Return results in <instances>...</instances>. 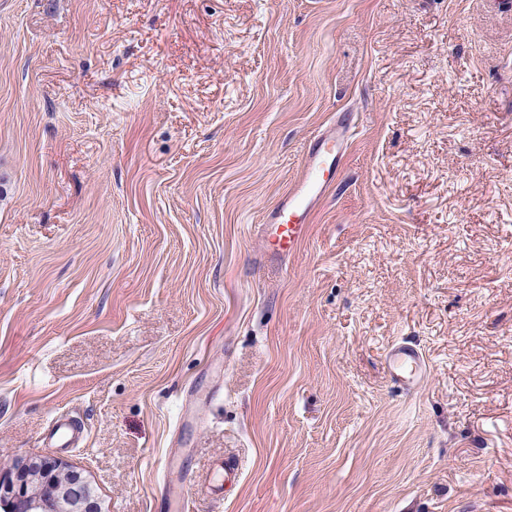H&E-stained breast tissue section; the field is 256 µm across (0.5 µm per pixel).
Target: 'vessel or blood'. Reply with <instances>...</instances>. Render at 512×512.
Here are the masks:
<instances>
[{"mask_svg": "<svg viewBox=\"0 0 512 512\" xmlns=\"http://www.w3.org/2000/svg\"><path fill=\"white\" fill-rule=\"evenodd\" d=\"M350 130L343 116L313 138L295 184L267 215L261 234L266 253L290 255L305 238L312 212L336 183ZM386 361L394 381L406 389L419 388L428 377L422 354L410 343L392 345Z\"/></svg>", "mask_w": 512, "mask_h": 512, "instance_id": "1", "label": "vessel or blood"}]
</instances>
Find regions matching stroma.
I'll use <instances>...</instances> for the list:
<instances>
[{
	"mask_svg": "<svg viewBox=\"0 0 512 512\" xmlns=\"http://www.w3.org/2000/svg\"><path fill=\"white\" fill-rule=\"evenodd\" d=\"M342 112L340 182L263 254ZM29 456L104 512H512V0H0V464ZM386 361L392 378L407 390L419 388L428 377V367L422 354L412 344L392 345Z\"/></svg>",
	"mask_w": 512,
	"mask_h": 512,
	"instance_id": "1",
	"label": "stroma"
}]
</instances>
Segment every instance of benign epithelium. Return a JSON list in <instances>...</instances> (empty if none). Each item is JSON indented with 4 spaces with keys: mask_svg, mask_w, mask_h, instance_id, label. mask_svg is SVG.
<instances>
[{
    "mask_svg": "<svg viewBox=\"0 0 512 512\" xmlns=\"http://www.w3.org/2000/svg\"><path fill=\"white\" fill-rule=\"evenodd\" d=\"M4 512H102L90 482L60 460L28 457L0 465Z\"/></svg>",
    "mask_w": 512,
    "mask_h": 512,
    "instance_id": "benign-epithelium-1",
    "label": "benign epithelium"
}]
</instances>
